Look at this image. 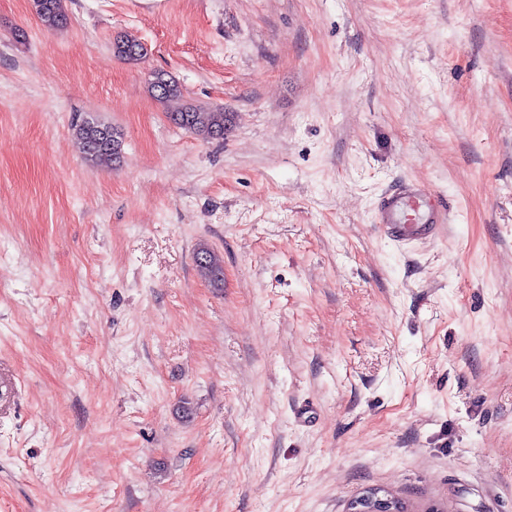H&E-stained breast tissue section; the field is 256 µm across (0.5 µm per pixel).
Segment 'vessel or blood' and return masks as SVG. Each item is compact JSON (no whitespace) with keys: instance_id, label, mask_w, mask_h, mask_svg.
<instances>
[{"instance_id":"1","label":"vessel or blood","mask_w":512,"mask_h":512,"mask_svg":"<svg viewBox=\"0 0 512 512\" xmlns=\"http://www.w3.org/2000/svg\"><path fill=\"white\" fill-rule=\"evenodd\" d=\"M444 222L443 211L429 203L422 186L404 182L382 196L375 227L384 236L404 242L435 236Z\"/></svg>"}]
</instances>
